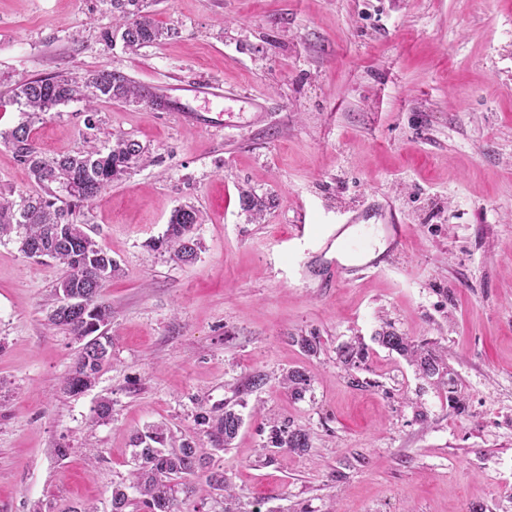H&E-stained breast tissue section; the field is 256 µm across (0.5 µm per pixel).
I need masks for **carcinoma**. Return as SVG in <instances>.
I'll use <instances>...</instances> for the list:
<instances>
[{"instance_id": "obj_1", "label": "carcinoma", "mask_w": 512, "mask_h": 512, "mask_svg": "<svg viewBox=\"0 0 512 512\" xmlns=\"http://www.w3.org/2000/svg\"><path fill=\"white\" fill-rule=\"evenodd\" d=\"M108 2L112 31L105 36L111 41L120 40L130 53L178 33L175 28L159 25L146 10L145 0ZM11 94L28 110L31 119L61 105L81 102L89 130L95 129L98 122V102L137 103L143 98L136 83L117 70L100 71L80 79L62 75L35 78L15 84ZM5 143L38 183L47 188L56 185L66 193L62 199L49 190L44 196H22L18 201L0 194V242L15 243L28 258L49 257L62 266L64 274L54 289L55 305L50 320L84 340L65 380V388L79 394L92 386L112 357V337L103 331L112 321V306L103 300L101 289L119 274L120 266L75 214L81 208L91 207L103 191L134 170L155 162V157L148 147L125 135L115 136L108 145H100L90 137L82 149L72 154L49 157L37 147L27 122L8 133ZM241 203L243 210L256 220L268 207L265 200L248 191L242 193ZM200 224V211L192 205H181L173 211L164 234L150 248L162 249L180 262L192 263L202 250L197 234ZM376 340L409 361L422 377L446 387L453 409L465 410L462 391L440 352L414 343L390 325L378 333ZM339 355L347 367L357 368L365 352L362 345L349 343L339 349ZM283 385L294 398L301 399L311 386V376L302 368L290 369L284 375ZM196 424L204 427L212 449L219 452L237 437L243 418L226 407L218 416L199 413ZM172 441L171 432L162 424L151 425L136 435L133 443L138 468L129 485L112 488V512H127L131 505L127 493L130 488L138 495L139 512H181V496L190 497L197 492L198 478L204 479L209 493L224 498V512H236L224 470L192 442L183 440L176 448L167 447ZM263 448L270 453L286 448L305 454L310 451L311 442L304 429L283 421L270 426Z\"/></svg>"}]
</instances>
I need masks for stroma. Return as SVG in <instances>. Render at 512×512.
<instances>
[{
	"instance_id": "1",
	"label": "stroma",
	"mask_w": 512,
	"mask_h": 512,
	"mask_svg": "<svg viewBox=\"0 0 512 512\" xmlns=\"http://www.w3.org/2000/svg\"><path fill=\"white\" fill-rule=\"evenodd\" d=\"M147 6L180 34L131 53L103 39L106 0H0V133L28 122L14 83L116 69L144 99L100 102L97 138L156 158L84 211L122 268L102 290L112 361L85 392L61 387L80 347L49 319L62 266L0 244V512H111L137 432L206 449L195 418L228 405L244 423L213 459L242 512H512V0ZM198 82L240 98H194ZM30 124L47 155L84 145L79 104ZM245 190L269 200L260 220ZM1 191L44 188L0 142ZM386 201L404 245L322 287L326 238H385ZM184 203L203 217L190 264L149 246ZM300 223L312 238L294 250ZM388 324L446 351L464 412L376 342ZM354 341L367 357L350 369L337 350ZM298 366L312 383L296 400L281 378ZM272 417L310 453L266 462Z\"/></svg>"
}]
</instances>
